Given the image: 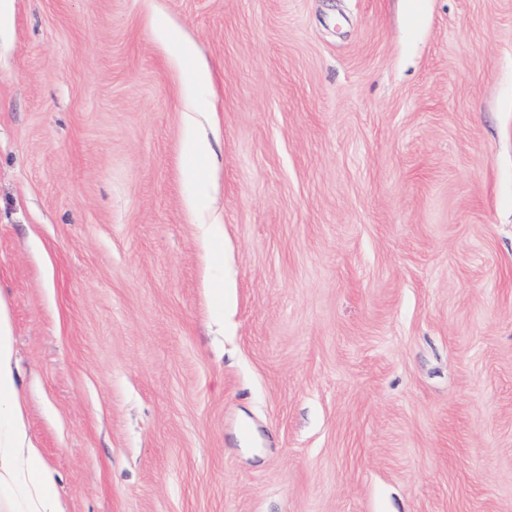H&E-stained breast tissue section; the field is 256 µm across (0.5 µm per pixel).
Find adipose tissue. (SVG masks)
I'll return each mask as SVG.
<instances>
[{
	"mask_svg": "<svg viewBox=\"0 0 512 512\" xmlns=\"http://www.w3.org/2000/svg\"><path fill=\"white\" fill-rule=\"evenodd\" d=\"M0 512H68L26 425L13 369L12 324L0 304Z\"/></svg>",
	"mask_w": 512,
	"mask_h": 512,
	"instance_id": "adipose-tissue-1",
	"label": "adipose tissue"
}]
</instances>
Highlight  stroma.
Instances as JSON below:
<instances>
[{
  "label": "stroma",
  "instance_id": "obj_1",
  "mask_svg": "<svg viewBox=\"0 0 512 512\" xmlns=\"http://www.w3.org/2000/svg\"><path fill=\"white\" fill-rule=\"evenodd\" d=\"M8 2L0 298L69 512H512V0ZM209 152V144L198 137L193 130H188L184 141V153L187 159L184 177L188 184H195V165L196 161Z\"/></svg>",
  "mask_w": 512,
  "mask_h": 512
}]
</instances>
